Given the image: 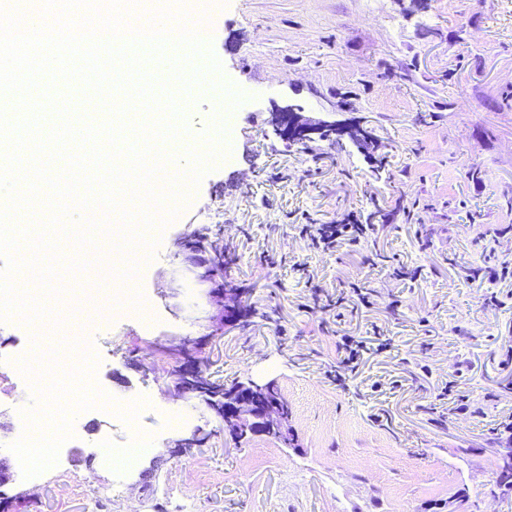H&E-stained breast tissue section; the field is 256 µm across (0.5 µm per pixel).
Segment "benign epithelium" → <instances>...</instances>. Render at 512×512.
<instances>
[{"mask_svg":"<svg viewBox=\"0 0 512 512\" xmlns=\"http://www.w3.org/2000/svg\"><path fill=\"white\" fill-rule=\"evenodd\" d=\"M290 124V129L301 134L306 139L320 131H333L336 135L348 137L357 146H362L365 130L358 126H343L334 121L311 120L303 115L301 109L294 106L278 107L274 112L273 126L281 129L284 123ZM181 247L188 251L187 271L200 281H210L211 263L209 255H201L193 250V243L185 241ZM208 299L224 313V323L231 322L240 314V293L235 289L226 288L222 292L206 291ZM197 364L187 362L175 367L177 381L174 392L179 395L193 393L199 386ZM275 388L272 383L258 384L254 381L241 384L239 390L224 393L223 409L218 417L224 421L230 436L247 435L259 431H277L288 434V405L281 400H264V394ZM209 441L208 435L200 429L192 430L186 437L175 441L177 448L201 447Z\"/></svg>","mask_w":512,"mask_h":512,"instance_id":"1","label":"benign epithelium"}]
</instances>
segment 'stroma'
Instances as JSON below:
<instances>
[{"label": "stroma", "instance_id": "1", "mask_svg": "<svg viewBox=\"0 0 512 512\" xmlns=\"http://www.w3.org/2000/svg\"><path fill=\"white\" fill-rule=\"evenodd\" d=\"M209 41L246 107L231 115L230 157L138 269L133 291L148 299L153 327L120 303L112 321L85 318L82 292L104 301L119 286L97 264L63 276L70 292L51 304L61 326L0 319V458L18 454L21 409L79 432L60 470L0 488V512H512V487L498 482L508 446L493 433L512 421V0H213ZM223 98L198 86L186 114L193 137ZM291 104L363 123L373 148L333 133L288 144L272 113ZM375 210L376 233L336 252L297 231L363 224ZM194 234L222 237L224 276L245 289L240 323L214 336L213 307L182 275L178 243ZM268 254L287 262L264 266ZM398 265L417 279L397 278ZM353 280L370 289L371 307L342 300ZM75 328L83 349L105 353L97 381L129 415L106 419L60 384L29 393V369L11 375L30 336ZM340 334L368 351L338 379ZM203 335L213 379L276 384L294 444L261 433L234 443L210 410L169 393L170 341ZM381 336L390 349L377 350ZM451 380L470 410L433 416ZM197 427L209 443L175 450ZM107 434L151 446L124 474L121 499L107 495Z\"/></svg>", "mask_w": 512, "mask_h": 512}]
</instances>
